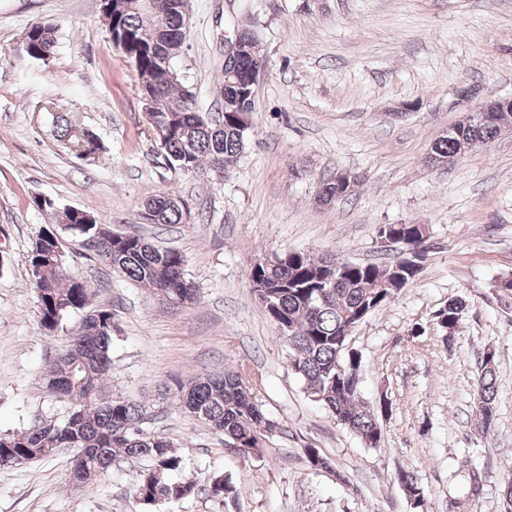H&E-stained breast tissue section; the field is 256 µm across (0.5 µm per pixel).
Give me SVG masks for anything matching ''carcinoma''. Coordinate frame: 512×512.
<instances>
[{
	"label": "carcinoma",
	"instance_id": "1",
	"mask_svg": "<svg viewBox=\"0 0 512 512\" xmlns=\"http://www.w3.org/2000/svg\"><path fill=\"white\" fill-rule=\"evenodd\" d=\"M182 8V0H119L104 18L108 32L125 43L127 57L136 62L135 70L148 77L147 87L137 88V94L146 91L160 104L172 107L170 112L145 113L149 129L163 135L167 160L175 167H184L187 173L205 169L221 173L246 150L255 103H239L236 88L225 79L224 110L218 118H209L198 111L196 102L186 100L187 86L179 78L171 79L164 65L178 52L174 36L182 30ZM236 31L257 47L238 64L237 81L245 85L259 70L268 68V60L252 23L239 25ZM31 40L37 50L53 51L54 28L47 25L37 29ZM46 111L60 113V138L71 151L94 145L86 138V129L61 115L64 107L53 103ZM498 130L493 114L480 124L453 125L435 139L430 161L456 155L463 141L469 145L490 143ZM329 189L336 192L338 201L353 195L352 187L337 183L334 173L320 182L319 190ZM175 199V195L167 194L147 200L149 223H184V210ZM56 231L91 251L113 272L153 290L169 304H189L196 298V287L185 276L186 258L180 251L160 247L141 234L116 233L97 219L91 225L72 224L67 230L55 224L38 235L29 259L30 266L42 268V275L33 284L40 325L49 333L58 329L66 315L87 307L89 297L88 285L59 263ZM381 233L400 235L405 239V250L415 248L423 237V229L416 224H386ZM425 261L424 252L417 259L399 251L384 263H357L333 256L316 259L304 251L286 250L274 255L270 265L248 273L249 281L260 285L264 311L285 333L289 363L305 393L338 425L373 447L381 442V419L389 414L391 405L383 400L377 408L361 399L359 387L353 385L361 356L344 349L345 336L411 283ZM466 307L465 300L455 298L436 313L445 346L453 344ZM114 318L109 307L88 312L79 336L47 368V388L74 401L75 411L52 429L35 424L0 439V466L6 460L19 465L75 448V456L82 457L84 463L79 477L93 485L116 457L144 458L149 465L139 473L134 489L137 503L155 506L193 496L199 491L196 483L170 480L182 459L170 441L143 428L145 405L121 397L95 401L110 366ZM497 390L494 355L487 352L476 384V411L485 429L495 420ZM164 391L173 393L174 402L183 411L187 402L202 407L206 423L224 433L226 440L238 443L239 451L246 455L259 448L271 430L263 427L268 419L262 405L237 370H227L222 376H193L174 388L165 386ZM398 480L405 482L406 497L415 501V507L424 506L425 492L417 478L402 471ZM209 492L217 498L233 497L236 488L216 476L209 483Z\"/></svg>",
	"mask_w": 512,
	"mask_h": 512
}]
</instances>
